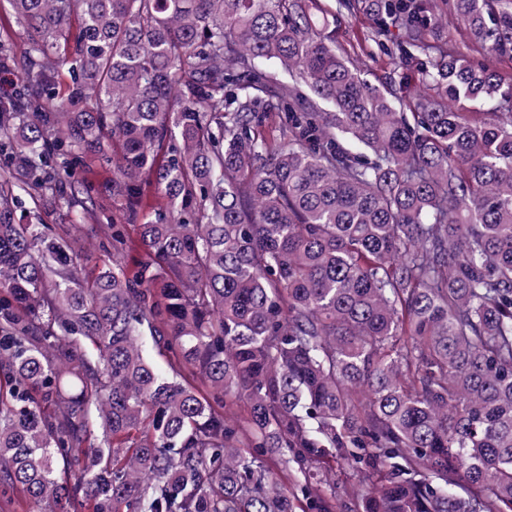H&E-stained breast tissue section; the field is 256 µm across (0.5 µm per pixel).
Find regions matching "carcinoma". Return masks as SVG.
Wrapping results in <instances>:
<instances>
[{
  "label": "carcinoma",
  "instance_id": "cac0c4a2",
  "mask_svg": "<svg viewBox=\"0 0 512 512\" xmlns=\"http://www.w3.org/2000/svg\"><path fill=\"white\" fill-rule=\"evenodd\" d=\"M7 3L0 492L25 512H512V81L441 41L434 0ZM451 6L476 52L512 57V0ZM342 12L392 20L414 111L336 49ZM88 159L112 167L108 212L75 179Z\"/></svg>",
  "mask_w": 512,
  "mask_h": 512
}]
</instances>
